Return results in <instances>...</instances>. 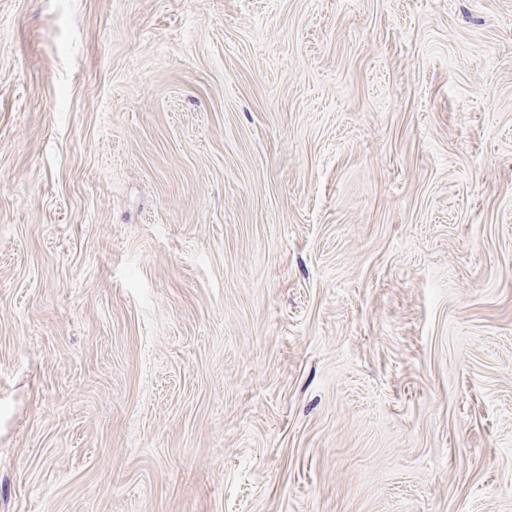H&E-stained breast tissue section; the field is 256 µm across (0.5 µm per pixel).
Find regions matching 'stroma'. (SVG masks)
Segmentation results:
<instances>
[{
	"mask_svg": "<svg viewBox=\"0 0 512 512\" xmlns=\"http://www.w3.org/2000/svg\"><path fill=\"white\" fill-rule=\"evenodd\" d=\"M0 512H512V0H0Z\"/></svg>",
	"mask_w": 512,
	"mask_h": 512,
	"instance_id": "35a3bbf8",
	"label": "stroma"
}]
</instances>
